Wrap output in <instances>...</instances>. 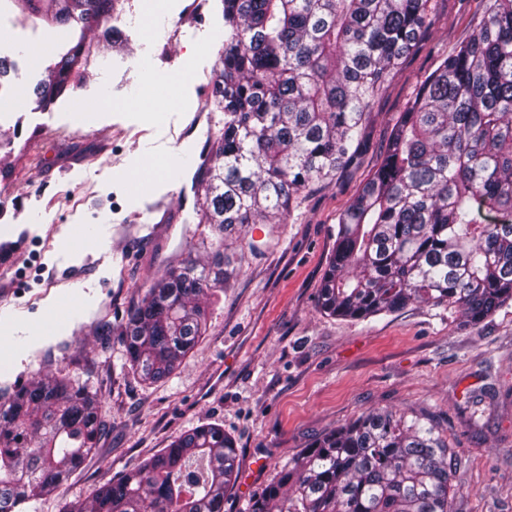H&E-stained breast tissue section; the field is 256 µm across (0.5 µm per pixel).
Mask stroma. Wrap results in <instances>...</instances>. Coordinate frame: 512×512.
I'll return each instance as SVG.
<instances>
[{
  "mask_svg": "<svg viewBox=\"0 0 512 512\" xmlns=\"http://www.w3.org/2000/svg\"><path fill=\"white\" fill-rule=\"evenodd\" d=\"M117 0L90 33L94 50L73 86L41 108L31 95L78 24L50 25L0 0V56L17 67L0 95V237L25 251L0 273V386L77 374L96 392L105 430L41 512L87 500L103 484L208 422L237 442L239 475L224 512H248L289 458L374 409L424 412L457 452L455 512H512V305L475 328L455 308L412 303L351 321L316 308L337 217L381 163L393 126L421 82L478 28L480 0H430L431 25L373 101L363 147L347 172L301 192L289 214L229 240L235 276L204 298L207 333L167 380L123 367L104 325L170 266L200 226L192 182L210 136L224 49L222 0L172 41L181 0ZM204 120L195 123L196 109ZM483 394L479 406L469 393Z\"/></svg>",
  "mask_w": 512,
  "mask_h": 512,
  "instance_id": "obj_1",
  "label": "stroma"
}]
</instances>
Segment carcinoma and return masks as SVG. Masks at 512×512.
<instances>
[{
  "label": "carcinoma",
  "mask_w": 512,
  "mask_h": 512,
  "mask_svg": "<svg viewBox=\"0 0 512 512\" xmlns=\"http://www.w3.org/2000/svg\"><path fill=\"white\" fill-rule=\"evenodd\" d=\"M81 25L45 68L35 103L87 63L86 30L115 0H13ZM214 107L224 128L197 166V223L214 237L166 270L122 318L125 364L171 376L207 331L229 233L290 211L362 146L370 105L429 26V0H223ZM452 306L476 327L512 303V0H485L479 29L444 58L395 125L382 165L338 216L317 311L352 321L410 303ZM104 432L88 383L45 375L0 388V512H37ZM456 454L424 413L372 410L293 455L249 512H454ZM235 440L203 423L63 512H224Z\"/></svg>",
  "instance_id": "carcinoma-1"
}]
</instances>
